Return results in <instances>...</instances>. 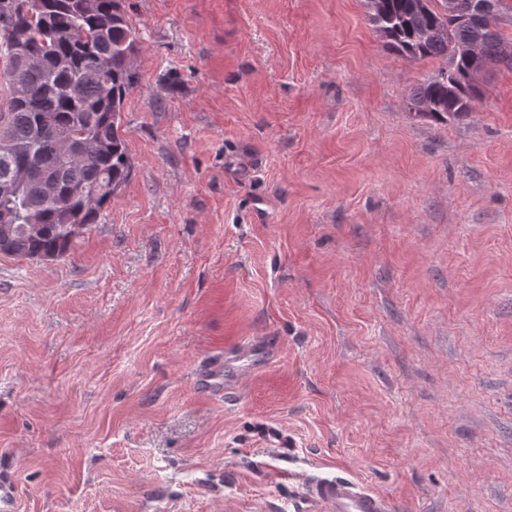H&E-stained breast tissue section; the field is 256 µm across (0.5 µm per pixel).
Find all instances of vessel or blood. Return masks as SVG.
Here are the masks:
<instances>
[{"label": "vessel or blood", "instance_id": "1", "mask_svg": "<svg viewBox=\"0 0 512 512\" xmlns=\"http://www.w3.org/2000/svg\"><path fill=\"white\" fill-rule=\"evenodd\" d=\"M233 371V363L229 360H219L210 366L205 382L213 394H223ZM305 487L315 512H392V503L387 496L347 479L319 475L307 479Z\"/></svg>", "mask_w": 512, "mask_h": 512}]
</instances>
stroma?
Returning <instances> with one entry per match:
<instances>
[{
  "label": "stroma",
  "instance_id": "35a3bbf8",
  "mask_svg": "<svg viewBox=\"0 0 512 512\" xmlns=\"http://www.w3.org/2000/svg\"><path fill=\"white\" fill-rule=\"evenodd\" d=\"M131 174L53 260L0 255L20 512H512V65L408 112L367 0H124ZM263 357L220 397L218 356ZM306 496L315 512H391V500L351 480L319 475L307 479Z\"/></svg>",
  "mask_w": 512,
  "mask_h": 512
}]
</instances>
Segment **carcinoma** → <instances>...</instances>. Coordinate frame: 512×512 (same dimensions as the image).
I'll return each instance as SVG.
<instances>
[{"instance_id":"1","label":"carcinoma","mask_w":512,"mask_h":512,"mask_svg":"<svg viewBox=\"0 0 512 512\" xmlns=\"http://www.w3.org/2000/svg\"><path fill=\"white\" fill-rule=\"evenodd\" d=\"M26 2L16 0L10 28L0 24V76L9 90L8 111L0 112L9 138V151H0V181L22 167L28 175L13 195H0V212H12L14 225L0 231V254L42 259L66 254L71 225L97 223L129 178L120 120L137 39L122 0H41L36 13ZM470 2L458 0L457 13L448 14L442 0H430L422 37L415 22L420 0H381L377 8L368 0V20L388 46L413 59L447 61L412 88L409 111L445 123L466 116L472 63L461 48L478 44L485 67L500 61L504 38L473 22ZM26 224L41 225L40 232L27 233Z\"/></svg>"}]
</instances>
